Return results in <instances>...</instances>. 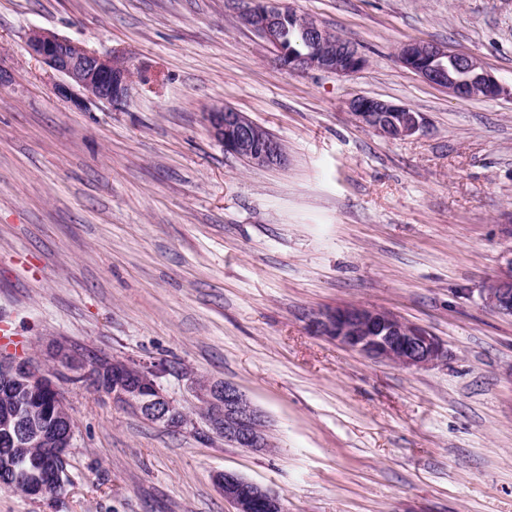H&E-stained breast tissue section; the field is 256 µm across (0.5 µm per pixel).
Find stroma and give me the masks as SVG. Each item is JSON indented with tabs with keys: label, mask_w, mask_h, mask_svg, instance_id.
<instances>
[{
	"label": "stroma",
	"mask_w": 512,
	"mask_h": 512,
	"mask_svg": "<svg viewBox=\"0 0 512 512\" xmlns=\"http://www.w3.org/2000/svg\"><path fill=\"white\" fill-rule=\"evenodd\" d=\"M355 43L351 77L291 73L229 0H0V316L25 341L238 384L278 450L206 426L174 431L64 384L77 425L67 479L0 512H232L231 471L287 512H512V318L481 291L512 252V0H287ZM150 81L127 111L74 110L28 51L30 29ZM480 58L506 92L457 98L396 58L409 40ZM356 96L423 113L391 140ZM245 112L284 166L224 152L201 116ZM383 308L447 362L409 370L309 335L307 314Z\"/></svg>",
	"instance_id": "stroma-1"
}]
</instances>
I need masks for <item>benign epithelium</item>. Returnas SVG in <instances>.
<instances>
[{
  "label": "benign epithelium",
  "mask_w": 512,
  "mask_h": 512,
  "mask_svg": "<svg viewBox=\"0 0 512 512\" xmlns=\"http://www.w3.org/2000/svg\"><path fill=\"white\" fill-rule=\"evenodd\" d=\"M240 24L275 49L278 65L290 72L319 70L338 76L361 71L366 58L358 46L331 32L313 17L284 5L281 0H240L236 7ZM289 19L313 49L307 53L282 49L281 22ZM29 52L46 70L62 77L55 92L83 112L93 105H106L113 112L127 110L134 89L128 55L112 52L100 55L84 45L54 32L35 28L27 38ZM398 61L426 82L459 98L496 99L504 87L475 56L452 52L435 43L410 40L397 50ZM349 109L362 126L388 139H403L421 131L425 118L407 106L365 96L349 101ZM210 137L224 150L256 168L285 163L281 142L267 134L245 113L229 106L214 107L203 114ZM483 298L493 311L512 317V257L486 288ZM309 331L326 336L342 347L365 358L406 368L434 366L448 357L444 344L425 327L391 312L362 304L340 305L312 313L307 319ZM45 362L30 356H0V394L21 393L32 402L51 396L54 404L66 402L56 369L71 374L86 386L90 373L99 377L93 391L107 396L125 409L169 429L197 428L202 421L209 431L237 447L272 451L263 412L239 386L229 381L199 383L187 377V390L194 398L195 414H182L178 403L158 383L159 372L153 366L132 360L88 356L73 351L62 341H51L43 348ZM72 419L51 430L32 426L30 417L17 408L0 411V447L8 453L39 444L57 448L64 457L74 445ZM215 483L235 512H284L282 500L261 486L233 472H219Z\"/></svg>",
  "instance_id": "7a95c632"
}]
</instances>
